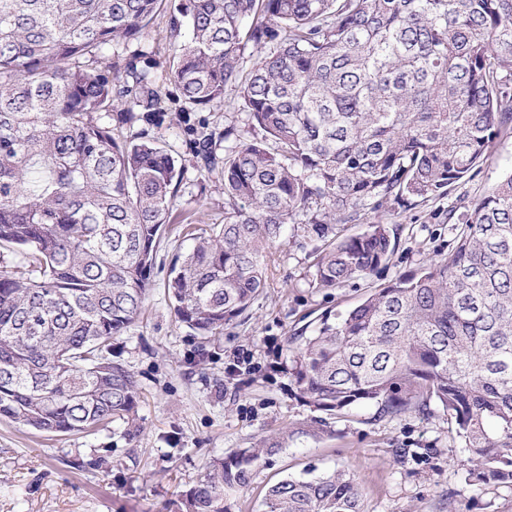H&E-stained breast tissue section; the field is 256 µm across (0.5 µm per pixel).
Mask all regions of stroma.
Instances as JSON below:
<instances>
[{"label":"stroma","instance_id":"1","mask_svg":"<svg viewBox=\"0 0 512 512\" xmlns=\"http://www.w3.org/2000/svg\"><path fill=\"white\" fill-rule=\"evenodd\" d=\"M170 42L161 13L122 52H144L162 63ZM160 108L164 120L151 133L188 167L179 209L198 222L223 223V187L191 167L178 121L182 113L202 115L176 99L167 82ZM510 174L512 134L497 139L491 158L446 198L382 215L396 237L387 269L336 290L313 284L311 246L283 238L269 254L266 284L245 316L206 344L176 319L165 288L172 259L192 245L171 227L143 316L112 346L141 389L133 420L62 434L0 418V512H175L212 459L283 434L288 442L236 497L232 512H260L268 485L309 467L319 475L353 472L364 486V512H512V484L472 486L453 467L466 450L443 413L376 422L374 406L364 405L313 430L316 413L298 394L290 344L296 334L312 335L325 313H343L426 257L450 254L456 229L447 219L449 204L466 210Z\"/></svg>","mask_w":512,"mask_h":512}]
</instances>
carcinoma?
I'll return each instance as SVG.
<instances>
[{"mask_svg": "<svg viewBox=\"0 0 512 512\" xmlns=\"http://www.w3.org/2000/svg\"><path fill=\"white\" fill-rule=\"evenodd\" d=\"M165 74L201 110L234 87L260 138L200 122L186 141L224 186L174 263L179 322L206 340L242 315L289 230L316 243L314 284L341 288L395 250L380 212L447 194L512 134V0H0V416L72 433L130 419L135 375L112 339L138 321L185 166L145 131L158 63L120 58L161 8ZM252 60L244 70L245 58ZM234 140L224 154L215 139ZM367 230L341 237L343 224ZM445 258L293 336L300 395L373 420L448 416L468 479L512 483V175L467 213ZM282 437L214 459L177 512H230ZM349 471L286 476L262 512H363Z\"/></svg>", "mask_w": 512, "mask_h": 512, "instance_id": "carcinoma-1", "label": "carcinoma"}]
</instances>
